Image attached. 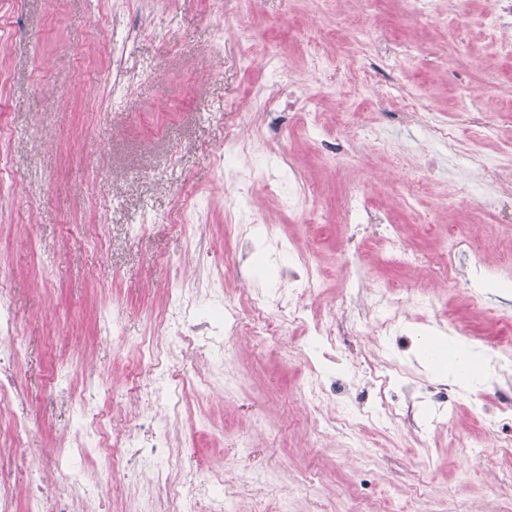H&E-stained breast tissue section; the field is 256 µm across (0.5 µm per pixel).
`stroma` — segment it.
Here are the masks:
<instances>
[{
    "label": "stroma",
    "mask_w": 512,
    "mask_h": 512,
    "mask_svg": "<svg viewBox=\"0 0 512 512\" xmlns=\"http://www.w3.org/2000/svg\"><path fill=\"white\" fill-rule=\"evenodd\" d=\"M498 0H437L430 13L406 12L400 0H0V285L22 326L15 367L27 402L0 412V443L16 469L46 451L69 446L78 429L71 411L51 405L55 371L72 374L73 392H90L100 408L115 385L147 406L137 343L161 335L157 315L170 291H210L215 305L241 288H279L275 255L253 238L246 277L224 276L236 249L228 224H271L276 238L323 273L304 297V317L284 322L281 336L260 345L227 342L223 371L202 393L189 392L171 426L173 471L207 462L268 467L288 512H347L352 495L385 499L390 512L417 503L424 512H504L512 503V447L482 425L485 408L512 377L498 374L497 357L512 354V233L502 232L488 262L498 280L481 273L457 285L434 282L392 262L376 242L342 270L336 254L345 231L336 221L349 184L389 209L412 248L425 253L452 239L459 258L487 230L497 210L464 156L430 141L426 127L400 110V91L429 102L439 118L460 108L496 115L484 139L487 165L512 144V58L500 55L482 25ZM344 15L368 27L356 49L358 66L376 64L370 81L381 97L355 89L341 66L315 71L314 52L340 54L342 41L323 42L322 29ZM125 38L122 76L114 78L110 37ZM284 64L315 98L316 122L294 125L287 104L267 112L262 99L278 94L266 63ZM339 112L358 113L361 132L336 128ZM387 138L390 153L370 146ZM238 140L250 149L241 171L218 158ZM350 142L335 163L322 147ZM429 143L435 167L416 149ZM265 170L269 188L244 181ZM432 192L418 211L405 200L422 183ZM397 282L399 331L408 352L388 351L382 336H344L348 357L334 369L343 401L356 405L348 365L375 353L396 362V383L417 377L448 389V425L416 403L427 435L395 423L378 447L348 448L343 430L325 432L299 395L309 366L307 330L326 321L358 285ZM436 294L424 309L422 294ZM118 315L122 337L106 339L101 325ZM462 349L473 360L468 382L443 376L425 351ZM251 437L248 454L237 444Z\"/></svg>",
    "instance_id": "stroma-1"
}]
</instances>
